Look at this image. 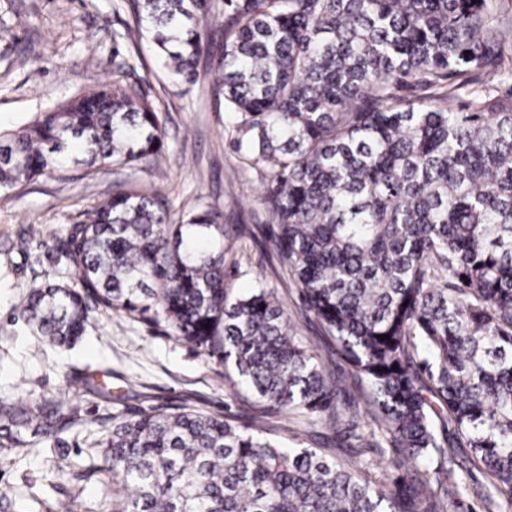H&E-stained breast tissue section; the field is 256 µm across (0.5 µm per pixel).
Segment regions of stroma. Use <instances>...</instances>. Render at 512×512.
Returning <instances> with one entry per match:
<instances>
[{
    "mask_svg": "<svg viewBox=\"0 0 512 512\" xmlns=\"http://www.w3.org/2000/svg\"><path fill=\"white\" fill-rule=\"evenodd\" d=\"M130 4L114 0H0V127L14 129L87 88L112 80L115 60L136 66L166 114L159 162L90 173L70 164L63 178L43 177L0 191V399L64 400L77 419L55 437L16 452L0 447V512H111L112 480L94 448L116 412L180 405L230 416L238 424L274 428L281 441L343 448L353 462L370 459L382 481L398 474L397 448L356 453L348 425L305 430L297 417L269 412L226 376L222 365L139 314L94 310L84 336L67 348L45 344L23 315L30 289L77 282L62 247L84 209L116 186L156 191L176 208L215 210L236 233L224 255L231 293L264 281L278 292L296 334L319 362L344 380L345 398L365 405L368 386L336 353V342L304 306L300 288L281 267L268 237L264 187L224 131V100L212 91L211 58L202 55L196 83L159 69L149 44H114L132 23Z\"/></svg>",
    "mask_w": 512,
    "mask_h": 512,
    "instance_id": "obj_1",
    "label": "stroma"
}]
</instances>
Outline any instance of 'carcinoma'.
Listing matches in <instances>:
<instances>
[{"label":"carcinoma","instance_id":"1","mask_svg":"<svg viewBox=\"0 0 512 512\" xmlns=\"http://www.w3.org/2000/svg\"><path fill=\"white\" fill-rule=\"evenodd\" d=\"M113 40L153 44L197 81L191 22L211 0H134ZM512 9L506 0H224L213 69L227 132L265 186L270 239L373 407L348 406L358 447L400 448L385 490L369 467L200 409L112 414L99 470L112 512H448L483 472L487 512H512ZM118 63L112 82L0 130V189L62 173L73 142L95 171L164 148L160 103ZM414 89L413 97L402 91ZM117 189L73 226L79 286L29 291L23 314L68 347L102 306L165 323L233 367L271 410L342 424V380L288 324L276 289L234 297L224 225ZM387 339L381 340L379 336ZM74 421L59 401L0 400V446Z\"/></svg>","mask_w":512,"mask_h":512}]
</instances>
